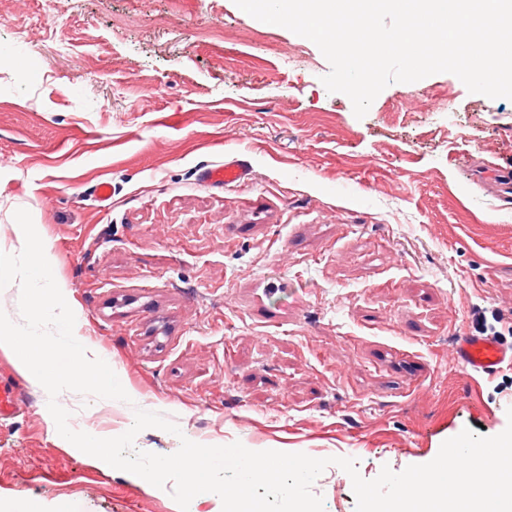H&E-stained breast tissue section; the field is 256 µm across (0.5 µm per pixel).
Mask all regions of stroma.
<instances>
[{"label":"stroma","mask_w":512,"mask_h":512,"mask_svg":"<svg viewBox=\"0 0 512 512\" xmlns=\"http://www.w3.org/2000/svg\"><path fill=\"white\" fill-rule=\"evenodd\" d=\"M329 70L234 0H0V251L22 250L28 210L75 337L130 397L60 393L71 429L115 437L141 408L181 433L145 429L138 451L238 441L367 480L504 431L512 366L468 374L455 341L483 319L512 345V100L438 73L359 119ZM233 159L244 181L202 178ZM0 377L22 399L0 422L1 503L180 512L61 437L1 349ZM312 491L355 512L338 466Z\"/></svg>","instance_id":"1"}]
</instances>
